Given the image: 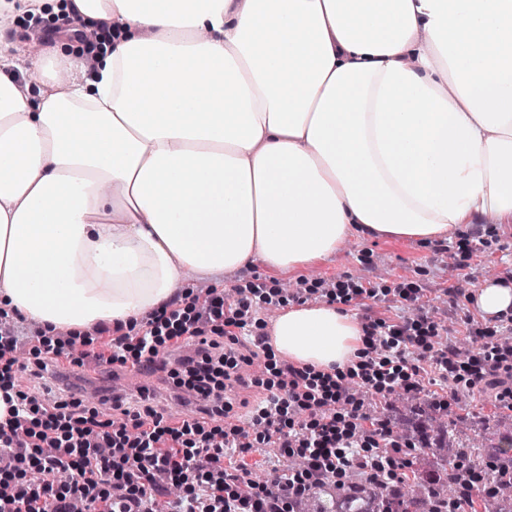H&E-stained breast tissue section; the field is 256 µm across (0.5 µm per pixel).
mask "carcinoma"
I'll use <instances>...</instances> for the list:
<instances>
[{"instance_id": "cac0c4a2", "label": "carcinoma", "mask_w": 512, "mask_h": 512, "mask_svg": "<svg viewBox=\"0 0 512 512\" xmlns=\"http://www.w3.org/2000/svg\"><path fill=\"white\" fill-rule=\"evenodd\" d=\"M428 429L440 437L452 436L463 452L464 458L485 465L483 481L490 487L481 496L484 512H512V480L508 472L512 470V454L506 445L512 442V435L499 434L495 456L500 464L488 462L484 448L488 447L485 436L477 433L474 424L465 417L450 420L434 414L429 417ZM461 481L460 472L453 462L440 457L436 469L425 475L414 477L407 485L390 484L378 490L373 485L354 481L346 490L345 496L333 499L329 489L317 492L297 504L298 512H369L386 502L392 512H441L443 496L453 492Z\"/></svg>"}]
</instances>
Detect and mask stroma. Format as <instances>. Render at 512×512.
<instances>
[{
	"instance_id": "1",
	"label": "stroma",
	"mask_w": 512,
	"mask_h": 512,
	"mask_svg": "<svg viewBox=\"0 0 512 512\" xmlns=\"http://www.w3.org/2000/svg\"><path fill=\"white\" fill-rule=\"evenodd\" d=\"M512 266V221L502 222L495 236H483L478 255L470 256L455 248L440 249L438 242L420 241L389 236L351 237L335 253L316 264L302 269H285L269 274L261 265H253L224 273L226 288L238 283L276 278L284 284L299 277L311 279L348 275L354 278H380L382 285L395 287L400 278H408L425 290L428 306L439 305L440 288L464 277L470 278L472 288H479L488 278L499 277ZM159 367L138 375L131 369H112L108 365L88 363L70 378L73 391L81 396H95L102 408H110L113 394L129 402H137L140 389H149L152 404L158 411L177 419L187 415L188 408L175 395L167 370L162 367L166 355H159ZM449 417L470 416L474 420H497L502 432L512 431V417L498 414L488 394L463 391L452 404Z\"/></svg>"
}]
</instances>
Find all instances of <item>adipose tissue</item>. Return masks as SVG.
Masks as SVG:
<instances>
[{"instance_id": "obj_1", "label": "adipose tissue", "mask_w": 512, "mask_h": 512, "mask_svg": "<svg viewBox=\"0 0 512 512\" xmlns=\"http://www.w3.org/2000/svg\"><path fill=\"white\" fill-rule=\"evenodd\" d=\"M61 12L111 23L94 69L0 36V311L46 336L139 320L193 274L512 220V0H0ZM362 336L330 304L270 329L322 373Z\"/></svg>"}]
</instances>
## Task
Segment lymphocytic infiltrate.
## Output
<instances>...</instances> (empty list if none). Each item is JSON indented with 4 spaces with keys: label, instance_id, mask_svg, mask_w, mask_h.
<instances>
[{
    "label": "lymphocytic infiltrate",
    "instance_id": "lymphocytic-infiltrate-1",
    "mask_svg": "<svg viewBox=\"0 0 512 512\" xmlns=\"http://www.w3.org/2000/svg\"><path fill=\"white\" fill-rule=\"evenodd\" d=\"M423 296L411 281L389 289L341 277L291 292L259 283L233 295L212 289L202 298L189 290L181 296L185 310L161 309L130 324L108 342L107 353L73 357L71 336L61 331L41 339L25 365L18 356L25 338L0 313V374L16 396L0 423V512H75L79 503L85 512H295L323 484L340 489L358 477L382 488L403 481L424 430L400 438L385 412L393 393L444 412L460 391L477 390L491 394L500 413H512V349L498 341L512 333V316L501 317L498 330L467 318L473 349L462 357L455 344L441 343L445 327L425 311ZM312 299L356 307L390 299L404 314L364 313L358 362L317 373L277 360L265 336L252 333L260 310ZM249 336L256 349L241 353ZM163 350L181 354L169 375L191 395L194 415L173 420L120 397L106 413L77 394L46 388L91 360L150 365ZM260 354L266 375L252 383L267 395L238 414L228 384L240 381ZM436 383L443 392L433 391ZM256 448L302 465L277 469L275 483L257 480L245 461Z\"/></svg>",
    "mask_w": 512,
    "mask_h": 512
}]
</instances>
